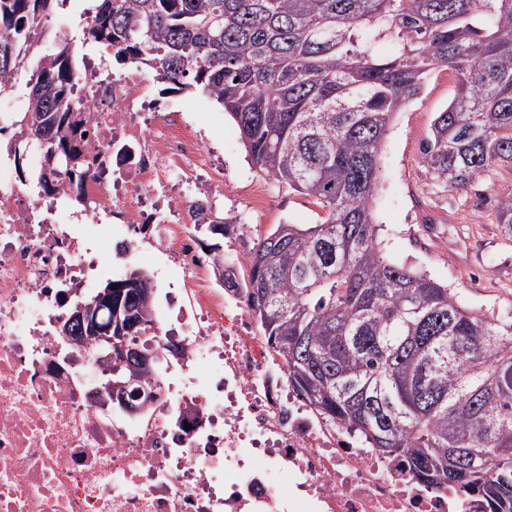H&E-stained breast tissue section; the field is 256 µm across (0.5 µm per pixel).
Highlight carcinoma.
Returning a JSON list of instances; mask_svg holds the SVG:
<instances>
[{
	"mask_svg": "<svg viewBox=\"0 0 512 512\" xmlns=\"http://www.w3.org/2000/svg\"><path fill=\"white\" fill-rule=\"evenodd\" d=\"M54 0H0V89ZM86 40L122 65L201 89L237 124L247 158L312 200L317 224H277L224 290L252 311L288 384L326 417L398 459L419 486L464 490L483 512H512V322L465 307L381 247L379 152L396 113L438 67L457 91L436 113L422 162L466 189L512 167V0H100ZM390 39L399 52L381 58ZM68 46L39 59L21 142L36 145L48 195L92 171L87 113ZM512 236V192L498 199ZM200 212L197 230L225 234ZM112 311L154 323L155 284L135 269L107 282Z\"/></svg>",
	"mask_w": 512,
	"mask_h": 512,
	"instance_id": "carcinoma-1",
	"label": "carcinoma"
}]
</instances>
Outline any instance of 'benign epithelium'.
Returning <instances> with one entry per match:
<instances>
[{
  "instance_id": "1",
  "label": "benign epithelium",
  "mask_w": 512,
  "mask_h": 512,
  "mask_svg": "<svg viewBox=\"0 0 512 512\" xmlns=\"http://www.w3.org/2000/svg\"><path fill=\"white\" fill-rule=\"evenodd\" d=\"M104 309H112V288H103L90 302H78L57 322L58 335L76 347L93 346L96 348L94 364L104 363L119 369H135L141 371L154 367L167 356L177 352L176 345L161 342L143 350L127 344V337L112 335V325L105 327L99 324V314ZM128 385L114 383L112 379L98 382L96 392L103 407L112 403L118 404L124 413L135 416L145 413L154 403L156 393L149 391L137 393L136 398H127Z\"/></svg>"
}]
</instances>
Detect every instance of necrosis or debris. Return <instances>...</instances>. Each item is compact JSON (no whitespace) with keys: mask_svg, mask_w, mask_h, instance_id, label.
Here are the masks:
<instances>
[{"mask_svg":"<svg viewBox=\"0 0 512 512\" xmlns=\"http://www.w3.org/2000/svg\"><path fill=\"white\" fill-rule=\"evenodd\" d=\"M77 93L92 153L122 165L77 190L93 220L115 218L128 254L149 230L180 263L170 320L182 353L150 414L105 416L77 372L90 349L52 330L99 259L81 225L39 218L42 200L0 167V512H478L465 492L414 484L304 401L249 309L208 286L195 238L207 200L169 193L174 179L224 184L195 126L156 104L133 67L112 79L92 70Z\"/></svg>","mask_w":512,"mask_h":512,"instance_id":"necrosis-or-debris-1","label":"necrosis or debris"}]
</instances>
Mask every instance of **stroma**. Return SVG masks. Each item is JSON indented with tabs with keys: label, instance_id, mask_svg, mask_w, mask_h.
<instances>
[{
	"label": "stroma",
	"instance_id": "35a3bbf8",
	"mask_svg": "<svg viewBox=\"0 0 512 512\" xmlns=\"http://www.w3.org/2000/svg\"><path fill=\"white\" fill-rule=\"evenodd\" d=\"M84 26L85 0H67L51 12L36 55L55 54L67 42L86 59L101 61L106 73L120 74L121 65L103 57L98 45L84 43ZM145 76L158 103L178 106L183 119L197 124L203 145L224 168L229 190L211 197L212 214L234 222L239 230L207 237L200 251L245 258L274 225L317 222L319 209L309 198L265 183L247 162L239 129L222 106L198 91L166 88L154 71ZM456 86L454 70L437 68L420 95L396 116L380 156L375 218L392 261L430 275L467 307L507 323L512 321V237L498 224L496 212L500 194L512 192V167L492 166L466 190L455 192L438 186L422 163L432 120L453 99ZM261 183L268 193L262 214L250 211L244 193L245 186Z\"/></svg>",
	"mask_w": 512,
	"mask_h": 512
}]
</instances>
